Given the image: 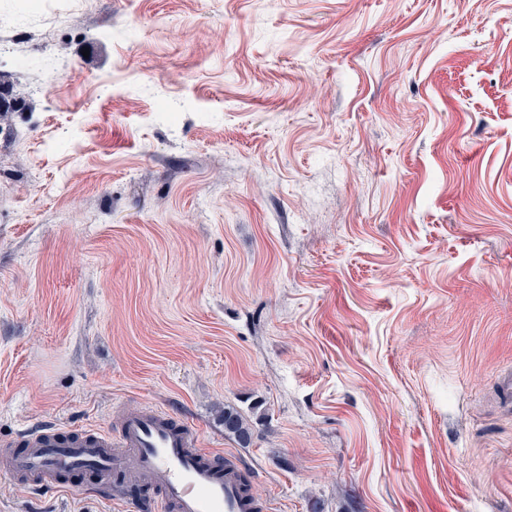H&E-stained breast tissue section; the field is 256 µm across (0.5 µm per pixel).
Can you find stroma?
<instances>
[{"label":"stroma","instance_id":"35a3bbf8","mask_svg":"<svg viewBox=\"0 0 512 512\" xmlns=\"http://www.w3.org/2000/svg\"><path fill=\"white\" fill-rule=\"evenodd\" d=\"M0 74V440L150 405L277 512H512V0H0ZM75 485L0 512H131ZM221 422L224 425V433L232 436L239 445L247 447L251 443V426L237 409L225 407Z\"/></svg>","mask_w":512,"mask_h":512}]
</instances>
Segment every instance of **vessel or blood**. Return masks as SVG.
I'll use <instances>...</instances> for the list:
<instances>
[{
    "label": "vessel or blood",
    "instance_id": "1",
    "mask_svg": "<svg viewBox=\"0 0 512 512\" xmlns=\"http://www.w3.org/2000/svg\"><path fill=\"white\" fill-rule=\"evenodd\" d=\"M18 443L19 450L0 454V472L42 488L86 472L115 502L124 501L127 486L145 488L144 512H275L246 483L236 457L216 461L191 424L151 406L124 412L113 435L33 425Z\"/></svg>",
    "mask_w": 512,
    "mask_h": 512
}]
</instances>
